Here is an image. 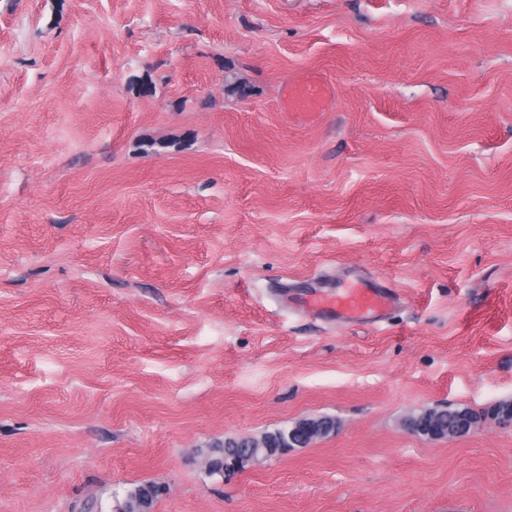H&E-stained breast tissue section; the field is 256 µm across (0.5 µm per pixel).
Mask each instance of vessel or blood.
<instances>
[{
    "instance_id": "b4317fda",
    "label": "vessel or blood",
    "mask_w": 512,
    "mask_h": 512,
    "mask_svg": "<svg viewBox=\"0 0 512 512\" xmlns=\"http://www.w3.org/2000/svg\"><path fill=\"white\" fill-rule=\"evenodd\" d=\"M330 103L327 85L316 76L304 82L285 87L282 106L292 116L309 118L324 111ZM395 297L386 291L361 284L337 297L329 299L314 296L304 301L310 311H319L350 320L376 319L383 316L394 303Z\"/></svg>"
}]
</instances>
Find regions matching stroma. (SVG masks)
I'll return each instance as SVG.
<instances>
[{
	"instance_id": "stroma-1",
	"label": "stroma",
	"mask_w": 512,
	"mask_h": 512,
	"mask_svg": "<svg viewBox=\"0 0 512 512\" xmlns=\"http://www.w3.org/2000/svg\"><path fill=\"white\" fill-rule=\"evenodd\" d=\"M510 398L512 0H0V512H512ZM330 103L327 85L316 76L302 83L289 84L284 89L282 106L295 117L309 118L323 112ZM336 299L313 296L303 302L306 310L320 311L331 316L350 320L376 319L383 316L396 297L367 284H357ZM434 414L437 417V421L446 430L449 428H457L461 422L466 424L470 422H476L479 418V414L472 410L442 407L440 409H434ZM297 422L298 421H296L295 423H293L291 426H289L287 428L276 429L274 431L267 432L263 436H261V441L267 443L270 448L267 449L264 454L254 457L250 463H255V462H259V461H267L272 458H276V457L286 454L288 452V449L292 448L291 445L288 443V447H285V448H280V447H282V445L285 442H288V437H287L288 431L290 429H292ZM271 448H278V449L273 450Z\"/></svg>"
}]
</instances>
